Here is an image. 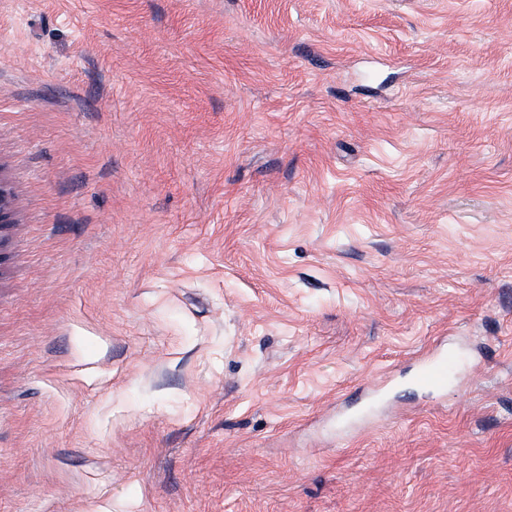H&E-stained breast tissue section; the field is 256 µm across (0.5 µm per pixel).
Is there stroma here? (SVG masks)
I'll return each mask as SVG.
<instances>
[{
	"instance_id": "1",
	"label": "stroma",
	"mask_w": 512,
	"mask_h": 512,
	"mask_svg": "<svg viewBox=\"0 0 512 512\" xmlns=\"http://www.w3.org/2000/svg\"><path fill=\"white\" fill-rule=\"evenodd\" d=\"M0 177V512H512V0H0ZM455 360L442 355L428 362L419 373V381L422 385L433 389H441L448 383V369Z\"/></svg>"
}]
</instances>
